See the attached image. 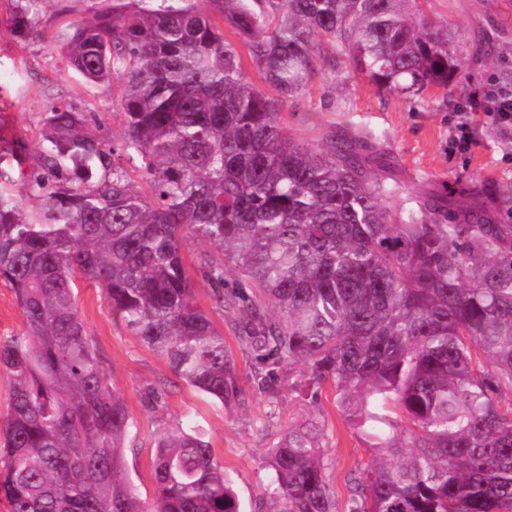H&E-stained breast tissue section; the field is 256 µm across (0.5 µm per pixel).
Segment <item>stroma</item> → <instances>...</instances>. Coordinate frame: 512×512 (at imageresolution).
<instances>
[{"mask_svg":"<svg viewBox=\"0 0 512 512\" xmlns=\"http://www.w3.org/2000/svg\"><path fill=\"white\" fill-rule=\"evenodd\" d=\"M419 3L420 19L450 31L451 48L462 60L448 86L413 99L399 97L355 73L348 59L323 40L315 52L314 79L281 108L289 134L310 146L344 130L388 148L398 163L393 203L414 214L421 198L433 190L456 195L472 187L512 184V125H485L467 153L449 148L456 124L470 111L469 89L492 81L512 90V0ZM27 5L37 25L32 35L21 38L11 26V0H0V138L24 141L30 151H37L46 105L68 103L100 120L118 146L116 163L127 165L120 149L124 127L116 83L84 82L54 43L59 31L105 9L106 0H28ZM193 279L196 305L223 328L236 362L242 401L230 407L211 402L176 378L112 315L103 288L83 279L77 282L78 313L109 384L121 395L133 420L125 465L141 499L148 501L154 495L155 429L196 426L223 463L244 512H272L268 450L289 424L314 405L326 418L328 480L339 505H346L348 478L368 463L370 455L337 410L333 387L322 385L312 402H304L291 389L298 372L282 368L275 391L264 389L265 365L240 349L233 318L220 309L208 282L198 273Z\"/></svg>","mask_w":512,"mask_h":512,"instance_id":"stroma-1","label":"stroma"}]
</instances>
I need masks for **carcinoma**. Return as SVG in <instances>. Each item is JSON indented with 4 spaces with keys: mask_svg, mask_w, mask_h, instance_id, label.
I'll return each mask as SVG.
<instances>
[{
    "mask_svg": "<svg viewBox=\"0 0 512 512\" xmlns=\"http://www.w3.org/2000/svg\"><path fill=\"white\" fill-rule=\"evenodd\" d=\"M266 2L255 9L252 2ZM20 37L36 26L12 0ZM112 0L58 33L89 83L122 80L124 151L149 195L114 164L97 119L47 107L34 157L0 154V280L22 332L0 340L9 404L0 418V496L10 512H242L197 427L156 431L154 497L124 461L131 421L107 383L74 292L105 290L112 315L176 378L239 400L224 331L194 305L182 247L222 307L245 312L239 345L336 405L370 451L346 512H512V184L455 207L431 192L422 216L393 206L390 156L348 132L317 148L288 134L284 101L314 74L325 37L383 91L448 85L452 37L416 0ZM226 22L279 97L244 80ZM18 177H13V171ZM233 269L237 290L224 292ZM326 420L292 425L269 454L275 512H340L325 471Z\"/></svg>",
    "mask_w": 512,
    "mask_h": 512,
    "instance_id": "1",
    "label": "carcinoma"
}]
</instances>
